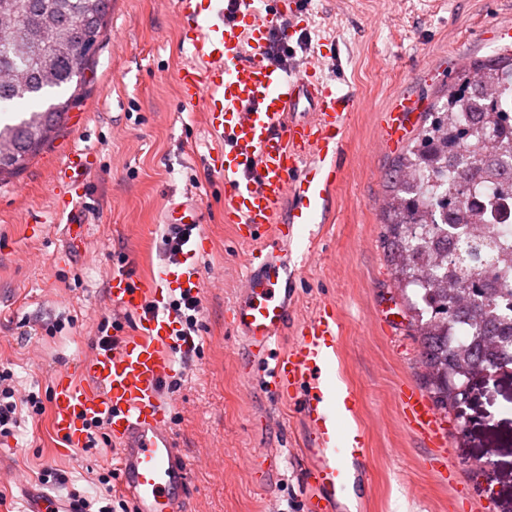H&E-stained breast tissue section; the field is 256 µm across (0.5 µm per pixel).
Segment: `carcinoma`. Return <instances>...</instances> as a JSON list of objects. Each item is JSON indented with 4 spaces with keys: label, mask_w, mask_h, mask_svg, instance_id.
<instances>
[{
    "label": "carcinoma",
    "mask_w": 512,
    "mask_h": 512,
    "mask_svg": "<svg viewBox=\"0 0 512 512\" xmlns=\"http://www.w3.org/2000/svg\"><path fill=\"white\" fill-rule=\"evenodd\" d=\"M112 0H0L11 25L0 30V66L16 83L0 85V104L39 98L42 108L0 124V179L23 170L80 101L92 51L106 30ZM456 72L443 109L405 147L393 168L385 240L395 282L411 313L420 365L435 405L454 410L477 377L512 368V250L495 263L504 271L475 273L440 240L460 230L474 236V256L495 252L487 206L473 184L497 183L512 193V51L500 50ZM494 90L485 96L484 88ZM455 178H448V171ZM427 173L432 184H414ZM467 324L465 343L452 336Z\"/></svg>",
    "instance_id": "cac0c4a2"
}]
</instances>
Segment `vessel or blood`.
I'll use <instances>...</instances> for the list:
<instances>
[{
    "label": "vessel or blood",
    "instance_id": "obj_1",
    "mask_svg": "<svg viewBox=\"0 0 512 512\" xmlns=\"http://www.w3.org/2000/svg\"><path fill=\"white\" fill-rule=\"evenodd\" d=\"M255 0H175L183 40L193 60L177 74L185 102L204 101L208 130L223 139L214 166L224 178V221L237 235L253 242L264 234L271 241L252 252L241 291L231 307L230 324L244 344L241 367L258 372L276 398L298 401L307 423L312 459L304 475L306 512H351L359 482L358 465L365 436L340 432L335 396L325 378L336 353L338 316L334 305L291 323L290 300L296 273L291 266L296 227L314 223L336 187L338 157L355 91H332L310 65L293 72L270 56V31L278 17L300 20L298 0H276L274 12L260 13ZM413 100L396 96L378 120L381 147L409 133ZM88 149L68 146L55 171L73 188L64 201L70 242L85 237L87 222L81 189L90 162ZM169 225L197 224L196 202L171 204L163 218ZM200 248L191 240L186 253L167 267L163 282L135 283L113 273L112 301L139 315L133 334L115 347H99L70 371L58 374L50 392L52 428L67 447H84L93 422H104L119 453L118 471L132 512H186L190 469L177 443L172 405L162 385L176 374L177 350L188 344L170 307L172 291L201 292L193 261ZM295 341L286 352L276 346L286 331ZM404 424L434 450L433 464L448 460V430L429 396L404 383L397 389ZM281 453L269 450L254 462L265 484H275ZM21 512H77L72 503L23 485Z\"/></svg>",
    "mask_w": 512,
    "mask_h": 512
}]
</instances>
